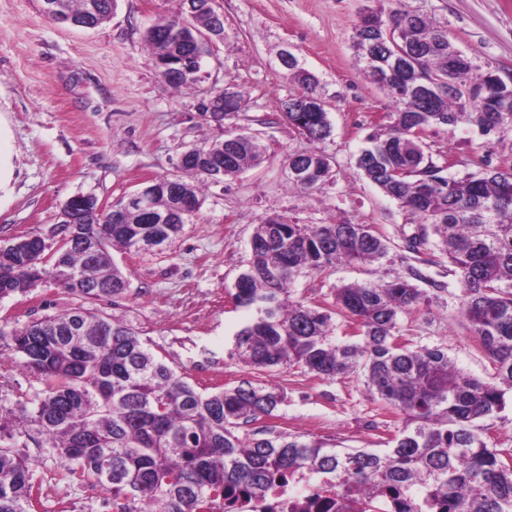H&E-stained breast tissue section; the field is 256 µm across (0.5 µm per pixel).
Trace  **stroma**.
I'll return each instance as SVG.
<instances>
[{"instance_id":"stroma-1","label":"stroma","mask_w":512,"mask_h":512,"mask_svg":"<svg viewBox=\"0 0 512 512\" xmlns=\"http://www.w3.org/2000/svg\"><path fill=\"white\" fill-rule=\"evenodd\" d=\"M446 24L454 46L512 77V0H404ZM389 8L391 0H216L224 38L206 59L197 82L175 88L159 74L146 30L178 16L181 0H116L109 21L64 27L41 0H0V161L13 177L0 191V246L58 223L63 204L91 194L105 204L168 177L183 178L178 162L188 149L222 136L199 110L215 90L238 92L239 129L265 147L263 162L238 177L209 184L192 223L161 250L114 253L128 280L123 298L82 300L52 281L24 295L0 299V327L83 307L122 319L151 350L200 391L241 381L276 385L285 400L264 424L352 448H380L402 427L366 389L361 375L327 379L297 367L270 371L229 356L233 337L251 318L237 306L233 284L251 260L255 224L282 217L297 224H369L386 240V259L371 265L338 263L296 278L294 299L331 305L337 287L408 276L432 299L399 317L411 347H442L465 373L485 379L493 365L476 345L461 313L460 284L439 251L422 258L405 249L417 223L368 180L356 159L368 135L386 123L389 98L359 70L352 48L361 6ZM291 52L314 74L332 132L317 148L333 178L320 190L288 188V156L309 149L283 114L297 94L281 64ZM434 160L448 175L512 167V132L485 138L467 127L426 135ZM43 388L13 349L0 347V407L13 408ZM38 497L34 512H114L110 492L62 479L54 448L24 450Z\"/></svg>"}]
</instances>
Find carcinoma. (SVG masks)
I'll list each match as a JSON object with an SVG mask.
<instances>
[{
  "label": "carcinoma",
  "mask_w": 512,
  "mask_h": 512,
  "mask_svg": "<svg viewBox=\"0 0 512 512\" xmlns=\"http://www.w3.org/2000/svg\"><path fill=\"white\" fill-rule=\"evenodd\" d=\"M114 0H63L72 20L99 25L112 15ZM382 15L360 13L354 50L367 81L392 103L387 124L367 138L357 165L403 210L419 217L406 248L428 246L448 259V274L461 284V306L475 341L495 365L488 380L459 370L441 347L413 349L401 342L398 316L427 306L429 297L411 278L350 283L336 288V311L289 300L291 285L305 270L336 263L373 264L389 247L369 224H296L266 218L255 225L252 258L238 275L244 289L238 305L256 316L233 339L230 356L258 368L301 367L325 378L350 372L403 416V427L383 450L338 448L300 434L238 430L271 416L284 394L243 381L204 393L158 358L124 321L76 308L9 332L0 341L38 373L45 389L30 404L0 414V512H29L33 473L22 438L36 431L58 450L65 478L97 474L112 466V479L99 486L129 504L125 512H224V489L264 494L276 479L306 469L334 474L367 486L374 495L424 488L448 499L454 512H512V449L489 448L482 422L512 399V171L484 170L464 177L445 175L423 140L434 127L498 126L512 130V78L454 48L447 26L402 6ZM184 18L160 23L170 36L168 56L191 49L197 34ZM297 97L320 101L318 80L288 65ZM315 112L285 110L288 123L308 141L331 134L325 107ZM224 176L257 166L264 148L257 137L241 138L224 127ZM316 170L313 183L289 180L300 191L331 178L329 158L310 149L288 156ZM176 185L199 202L198 188L180 179L151 184L166 205ZM182 224H145L130 211L126 223L112 213L90 214L76 228L55 224L61 242L48 264L45 251L0 249V299L25 294L45 271L72 295L96 300L121 297L128 287L112 251H139L141 244L170 242ZM354 321L336 338L333 314Z\"/></svg>",
  "instance_id": "carcinoma-1"
}]
</instances>
